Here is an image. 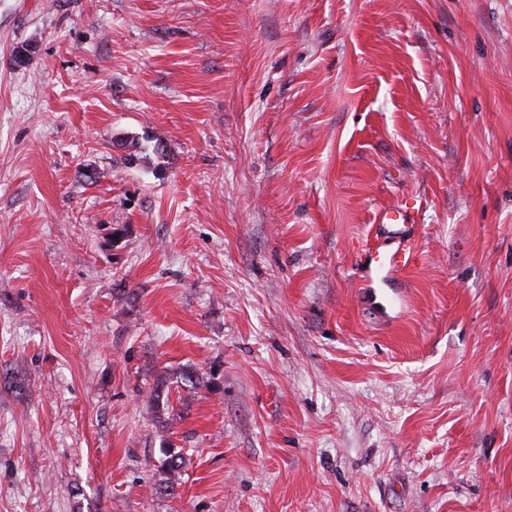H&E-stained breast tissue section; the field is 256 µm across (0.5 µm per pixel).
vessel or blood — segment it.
<instances>
[{
  "label": "vessel or blood",
  "mask_w": 512,
  "mask_h": 512,
  "mask_svg": "<svg viewBox=\"0 0 512 512\" xmlns=\"http://www.w3.org/2000/svg\"><path fill=\"white\" fill-rule=\"evenodd\" d=\"M415 224L401 208L381 210L370 233L359 243V262L364 268L369 283L390 278L393 274L407 270L414 261ZM393 238L395 250L382 251L381 240Z\"/></svg>",
  "instance_id": "vessel-or-blood-1"
}]
</instances>
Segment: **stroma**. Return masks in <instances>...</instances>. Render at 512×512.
I'll use <instances>...</instances> for the list:
<instances>
[{"mask_svg": "<svg viewBox=\"0 0 512 512\" xmlns=\"http://www.w3.org/2000/svg\"><path fill=\"white\" fill-rule=\"evenodd\" d=\"M0 512H512V0H0ZM414 220L400 207L379 211L370 233L359 242V262L371 284L389 279L407 270L414 261ZM395 238L397 247L390 252L381 250L380 240ZM169 393V378L161 376L157 379L156 384L151 390H149L147 395V402L151 406L152 411L155 414L156 423L161 429H164L167 425L163 416L166 413L165 411L170 407ZM161 457L157 465L158 482L157 489L173 493L181 480V473L185 466V457L182 450L174 448L170 442H164L160 448Z\"/></svg>", "mask_w": 512, "mask_h": 512, "instance_id": "obj_1", "label": "stroma"}]
</instances>
